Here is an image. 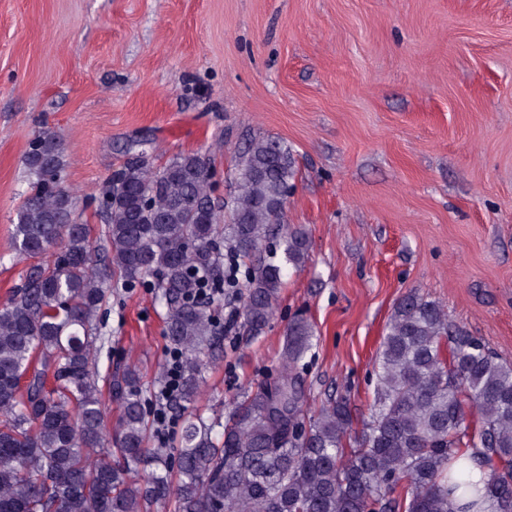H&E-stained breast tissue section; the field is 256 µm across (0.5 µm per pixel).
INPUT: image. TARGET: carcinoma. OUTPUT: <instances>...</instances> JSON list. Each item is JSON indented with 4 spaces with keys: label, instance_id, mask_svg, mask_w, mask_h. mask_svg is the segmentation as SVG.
<instances>
[{
    "label": "carcinoma",
    "instance_id": "carcinoma-1",
    "mask_svg": "<svg viewBox=\"0 0 512 512\" xmlns=\"http://www.w3.org/2000/svg\"><path fill=\"white\" fill-rule=\"evenodd\" d=\"M129 155L103 189L95 247L74 221L58 136L38 134L24 164L34 176L13 234L30 268L0 306V512H512V363L410 291L394 305L377 356L370 414L355 431L348 393L304 413L296 372L313 348L307 318L288 323L282 374L205 420L191 413L170 451L149 446L151 424L127 367L98 385L99 311L112 280L152 279L164 332L182 355L176 402L190 406L224 336L231 258L244 329L276 312L285 268L310 254L302 225L285 223L295 159L276 138L250 143L228 200L212 195L210 165L180 154L160 169ZM209 288L213 299L195 300ZM118 422L107 431L106 402ZM354 437L355 446L345 439ZM475 449L482 469L457 465Z\"/></svg>",
    "mask_w": 512,
    "mask_h": 512
}]
</instances>
